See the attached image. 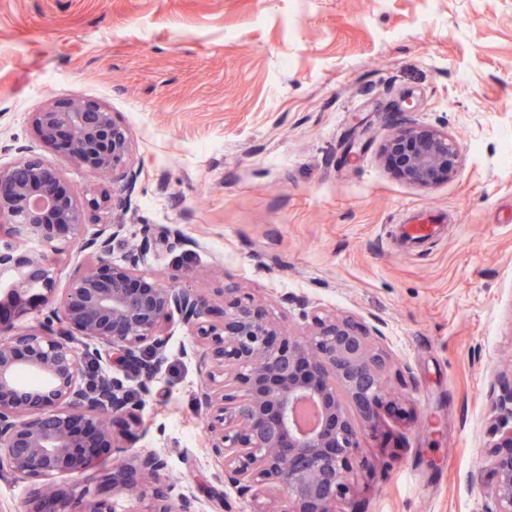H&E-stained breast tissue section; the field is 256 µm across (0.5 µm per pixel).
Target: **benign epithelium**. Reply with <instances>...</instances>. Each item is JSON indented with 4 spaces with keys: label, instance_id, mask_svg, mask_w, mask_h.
<instances>
[{
    "label": "benign epithelium",
    "instance_id": "7a95c632",
    "mask_svg": "<svg viewBox=\"0 0 512 512\" xmlns=\"http://www.w3.org/2000/svg\"><path fill=\"white\" fill-rule=\"evenodd\" d=\"M37 135L72 161L115 174L129 151L130 132L105 107L75 96L35 113ZM388 163L408 182L429 186L453 177L461 146L445 131L400 129L385 146ZM126 209L112 192V223L84 248L95 260L80 265L56 295L54 270L61 238L82 235L85 213L77 192L37 156L0 166V477L35 485L29 512H111L106 496L150 499L144 512L174 510L164 455L124 445L141 425L143 397L161 370L178 320L196 340L192 354L206 368L198 403L208 416V448L224 481L249 494L254 512H342L356 490L354 462L363 426L375 428L386 396L387 357L369 329L348 318L318 313L304 336H292L266 304L223 289L221 320L210 298L139 273L150 230L123 261L107 260ZM52 305L36 327L15 330L10 320ZM93 343L81 352L74 339ZM116 365L117 374L84 381L87 357ZM138 380L132 393L125 380ZM495 408L506 413L491 452L487 494L496 512H512V367L498 377ZM112 446V466L90 474L96 454ZM86 486L71 508H59L55 481ZM283 496L276 511L264 498Z\"/></svg>",
    "mask_w": 512,
    "mask_h": 512
}]
</instances>
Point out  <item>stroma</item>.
Returning a JSON list of instances; mask_svg holds the SVG:
<instances>
[{"label": "stroma", "mask_w": 512, "mask_h": 512, "mask_svg": "<svg viewBox=\"0 0 512 512\" xmlns=\"http://www.w3.org/2000/svg\"><path fill=\"white\" fill-rule=\"evenodd\" d=\"M81 96L131 137L121 261L222 306L233 286L292 334L313 312L364 323L397 403L361 433L359 512H494L491 389L512 364V0H0V166L36 155L112 221V180L43 143L33 116ZM448 132L453 178L422 187L393 132ZM436 215L401 249L403 214ZM132 446L168 460L171 501L252 512L218 482L203 369L174 324Z\"/></svg>", "instance_id": "stroma-1"}]
</instances>
